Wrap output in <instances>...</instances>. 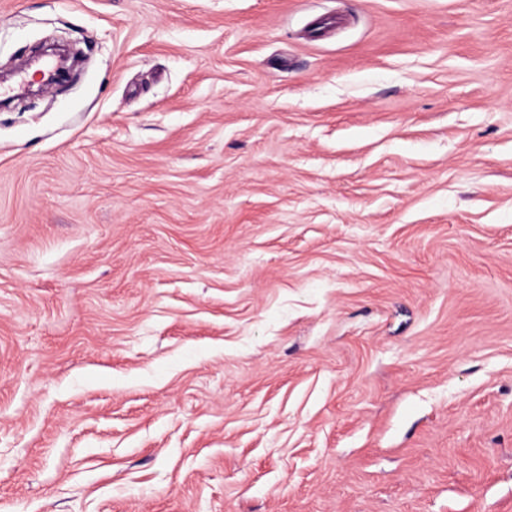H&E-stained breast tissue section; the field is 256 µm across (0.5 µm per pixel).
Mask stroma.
<instances>
[{
  "label": "stroma",
  "instance_id": "stroma-1",
  "mask_svg": "<svg viewBox=\"0 0 512 512\" xmlns=\"http://www.w3.org/2000/svg\"><path fill=\"white\" fill-rule=\"evenodd\" d=\"M0 512H512V0H0Z\"/></svg>",
  "mask_w": 512,
  "mask_h": 512
}]
</instances>
